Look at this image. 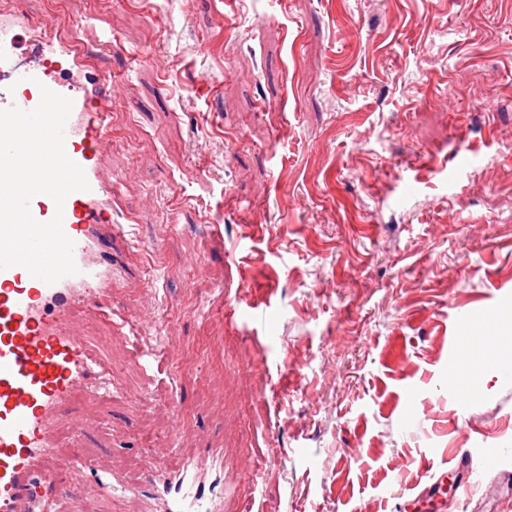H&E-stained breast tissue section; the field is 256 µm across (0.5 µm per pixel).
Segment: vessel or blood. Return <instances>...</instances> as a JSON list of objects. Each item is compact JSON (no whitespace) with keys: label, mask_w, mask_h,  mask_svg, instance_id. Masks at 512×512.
<instances>
[{"label":"vessel or blood","mask_w":512,"mask_h":512,"mask_svg":"<svg viewBox=\"0 0 512 512\" xmlns=\"http://www.w3.org/2000/svg\"><path fill=\"white\" fill-rule=\"evenodd\" d=\"M19 24L17 16L0 17V109H33L44 87L70 98L65 151L83 169L89 188L70 194L60 209L44 194L30 202L37 221L62 213L77 274L49 284L21 266L0 270V512H67L53 485L61 412L83 388L112 387L111 368L66 327L76 304H91L112 291V186L99 167L101 150L112 137V108L106 77L65 39L34 34V62H19L14 56ZM83 467L103 472V488L136 501L139 512H224L219 448L185 455L175 469L157 463L136 479L91 461ZM453 469L467 490L482 464L461 452Z\"/></svg>","instance_id":"vessel-or-blood-1"}]
</instances>
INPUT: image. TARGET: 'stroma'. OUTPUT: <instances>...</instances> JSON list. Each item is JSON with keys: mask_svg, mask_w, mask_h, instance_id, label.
<instances>
[{"mask_svg": "<svg viewBox=\"0 0 512 512\" xmlns=\"http://www.w3.org/2000/svg\"><path fill=\"white\" fill-rule=\"evenodd\" d=\"M108 77L112 294L70 329L115 394L74 463L220 448L225 512H502L512 480V0H0ZM427 165H420V158ZM499 355L465 352L479 312ZM129 329L118 334L112 315ZM165 350L141 368L134 337ZM484 382L451 395L460 369ZM176 416L167 419L166 406ZM460 448L461 498L426 487ZM264 471L254 489L251 466ZM72 512H132L86 475ZM456 456L452 469L460 477L459 487L468 491L473 486L475 477L482 470V464L478 458L467 452L459 451L458 455L455 453L452 458Z\"/></svg>", "mask_w": 512, "mask_h": 512, "instance_id": "obj_1", "label": "stroma"}]
</instances>
